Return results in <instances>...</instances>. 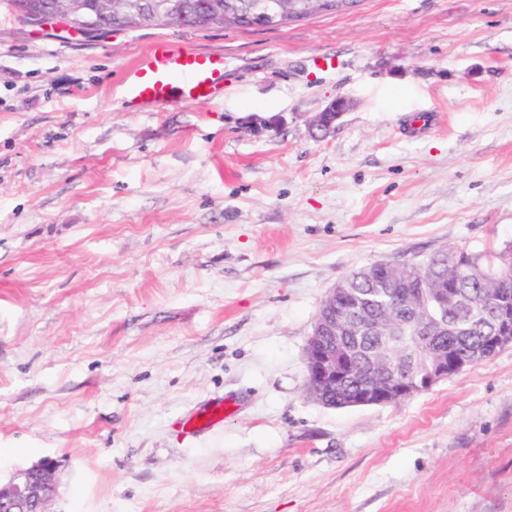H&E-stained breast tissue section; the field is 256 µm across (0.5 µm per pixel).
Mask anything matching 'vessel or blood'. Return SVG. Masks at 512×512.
Returning <instances> with one entry per match:
<instances>
[{"label":"vessel or blood","instance_id":"1","mask_svg":"<svg viewBox=\"0 0 512 512\" xmlns=\"http://www.w3.org/2000/svg\"><path fill=\"white\" fill-rule=\"evenodd\" d=\"M224 76L223 56L192 49H174L155 43L145 57L130 68L123 89L134 101L166 105L208 103L220 90ZM224 420L223 404L195 413L188 420L190 432H198Z\"/></svg>","mask_w":512,"mask_h":512}]
</instances>
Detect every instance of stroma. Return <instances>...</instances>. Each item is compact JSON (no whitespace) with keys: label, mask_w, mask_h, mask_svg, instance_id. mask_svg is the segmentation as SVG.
<instances>
[{"label":"stroma","mask_w":512,"mask_h":512,"mask_svg":"<svg viewBox=\"0 0 512 512\" xmlns=\"http://www.w3.org/2000/svg\"><path fill=\"white\" fill-rule=\"evenodd\" d=\"M158 39L223 53L212 102L113 108ZM510 243L512 0L92 38L0 0V477L56 460L53 512H512V344L396 404L306 389L348 273ZM349 106L348 99L337 97L330 102L322 112H318L310 122L312 129L323 132L324 135L330 133L335 128L336 121L341 118ZM224 409L223 403H216L210 409L195 413L185 422L184 429L189 425L187 433L194 434L203 429L213 428L224 421Z\"/></svg>","instance_id":"obj_1"}]
</instances>
